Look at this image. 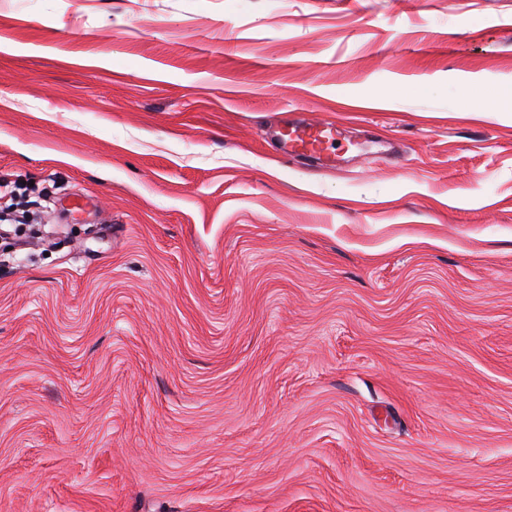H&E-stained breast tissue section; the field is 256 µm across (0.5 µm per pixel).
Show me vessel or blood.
<instances>
[{
  "instance_id": "b4317fda",
  "label": "vessel or blood",
  "mask_w": 512,
  "mask_h": 512,
  "mask_svg": "<svg viewBox=\"0 0 512 512\" xmlns=\"http://www.w3.org/2000/svg\"><path fill=\"white\" fill-rule=\"evenodd\" d=\"M338 134L339 127L335 123L311 122L300 117L283 119L272 129V137L282 157L299 155L322 166L332 165L330 149Z\"/></svg>"
}]
</instances>
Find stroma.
<instances>
[{
    "mask_svg": "<svg viewBox=\"0 0 512 512\" xmlns=\"http://www.w3.org/2000/svg\"><path fill=\"white\" fill-rule=\"evenodd\" d=\"M512 0H0V512H512ZM343 127L284 159L272 115Z\"/></svg>",
    "mask_w": 512,
    "mask_h": 512,
    "instance_id": "1",
    "label": "stroma"
}]
</instances>
